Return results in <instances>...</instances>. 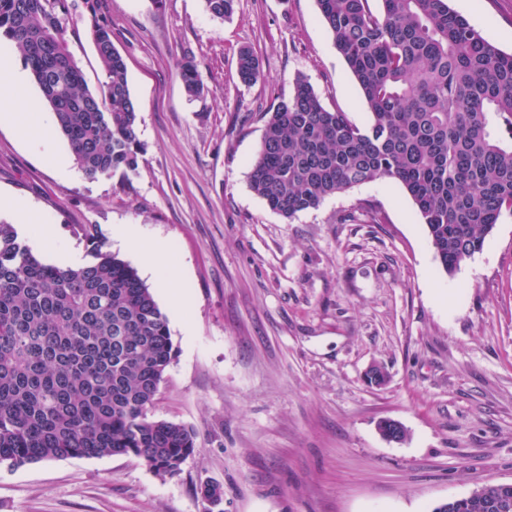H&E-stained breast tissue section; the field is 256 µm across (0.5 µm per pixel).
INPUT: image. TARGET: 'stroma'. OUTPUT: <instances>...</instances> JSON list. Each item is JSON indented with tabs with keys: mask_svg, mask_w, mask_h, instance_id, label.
I'll list each match as a JSON object with an SVG mask.
<instances>
[{
	"mask_svg": "<svg viewBox=\"0 0 512 512\" xmlns=\"http://www.w3.org/2000/svg\"><path fill=\"white\" fill-rule=\"evenodd\" d=\"M62 15L90 90L104 73L84 0ZM450 6L512 53V0ZM137 102L136 172L90 180L54 170L34 136L0 124V194L29 200L54 225L43 262L88 261L77 225L139 267L112 238L137 224L165 240L195 300L170 317L161 279L142 273L176 351L153 418L193 426L195 453L174 476L133 455L0 465V512H433L485 483H512V215L446 273L405 190L378 180L287 219L249 186L267 114L304 75L324 105L369 115L316 0H236L217 20L204 0H96ZM249 47L263 76L244 84ZM192 56L204 83L180 77ZM389 374L368 385L371 365ZM407 438L386 441L380 420ZM223 498L210 507L204 484ZM180 76L185 90L190 96H196L203 92L204 84L201 73L192 58H186L182 63Z\"/></svg>",
	"mask_w": 512,
	"mask_h": 512,
	"instance_id": "1",
	"label": "stroma"
}]
</instances>
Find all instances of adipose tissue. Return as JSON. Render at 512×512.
<instances>
[{
    "label": "adipose tissue",
    "instance_id": "ef3b65f1",
    "mask_svg": "<svg viewBox=\"0 0 512 512\" xmlns=\"http://www.w3.org/2000/svg\"><path fill=\"white\" fill-rule=\"evenodd\" d=\"M25 76L21 73L11 54L0 55V117L13 121L17 129L24 134L38 133V142L43 147H50L51 134L43 129L39 122V115L29 112L18 116L12 113V104L15 90L22 85ZM114 237L124 247L138 255L147 270L161 274L164 283L169 289V299L172 306L180 311H187L192 305V298L177 288L176 282L180 277V270L176 261L170 254L166 242L142 236L138 225L121 224L114 230Z\"/></svg>",
    "mask_w": 512,
    "mask_h": 512
}]
</instances>
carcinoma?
<instances>
[{
	"instance_id": "carcinoma-1",
	"label": "carcinoma",
	"mask_w": 512,
	"mask_h": 512,
	"mask_svg": "<svg viewBox=\"0 0 512 512\" xmlns=\"http://www.w3.org/2000/svg\"><path fill=\"white\" fill-rule=\"evenodd\" d=\"M212 17L235 0H205ZM317 0L337 52L357 81L369 122L330 110L307 79L274 107L250 171V187L286 219L375 180L413 200L445 272L481 250L512 214V143L491 136L495 119L512 136V53L489 43L449 0ZM105 81L88 88L60 23L67 0H0V40L22 53L59 134L84 175L136 172L142 150L138 106L111 26L85 0ZM238 73L262 77L243 47ZM180 76L196 96L204 84L186 59ZM79 267L34 255L0 221V464L135 455L174 476L196 448L188 425L150 416L174 349L154 293L126 261L104 250L95 226ZM512 512V485L451 499L433 512Z\"/></svg>"
}]
</instances>
